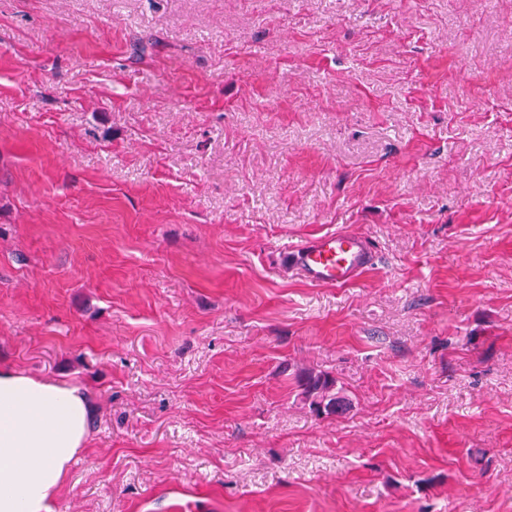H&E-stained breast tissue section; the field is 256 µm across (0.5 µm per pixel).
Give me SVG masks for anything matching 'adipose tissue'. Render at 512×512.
I'll use <instances>...</instances> for the list:
<instances>
[{
    "label": "adipose tissue",
    "mask_w": 512,
    "mask_h": 512,
    "mask_svg": "<svg viewBox=\"0 0 512 512\" xmlns=\"http://www.w3.org/2000/svg\"><path fill=\"white\" fill-rule=\"evenodd\" d=\"M91 418L79 386L0 366V512H50Z\"/></svg>",
    "instance_id": "obj_1"
}]
</instances>
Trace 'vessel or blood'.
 Instances as JSON below:
<instances>
[{"label":"vessel or blood","mask_w":512,"mask_h":512,"mask_svg":"<svg viewBox=\"0 0 512 512\" xmlns=\"http://www.w3.org/2000/svg\"><path fill=\"white\" fill-rule=\"evenodd\" d=\"M294 267L309 283L343 286L372 266L375 256L365 235L336 231L301 245Z\"/></svg>","instance_id":"b4317fda"}]
</instances>
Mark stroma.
Segmentation results:
<instances>
[{
	"mask_svg": "<svg viewBox=\"0 0 512 512\" xmlns=\"http://www.w3.org/2000/svg\"><path fill=\"white\" fill-rule=\"evenodd\" d=\"M0 364L53 512H512V0H0ZM294 268L309 283L343 286L375 263L367 237L336 231L322 234L292 253ZM91 418L79 386L0 366V512L51 511ZM302 399L308 402L313 412L324 415H336L349 408L348 399L335 389L336 381L322 374L305 373L301 378Z\"/></svg>",
	"mask_w": 512,
	"mask_h": 512,
	"instance_id": "1",
	"label": "stroma"
}]
</instances>
